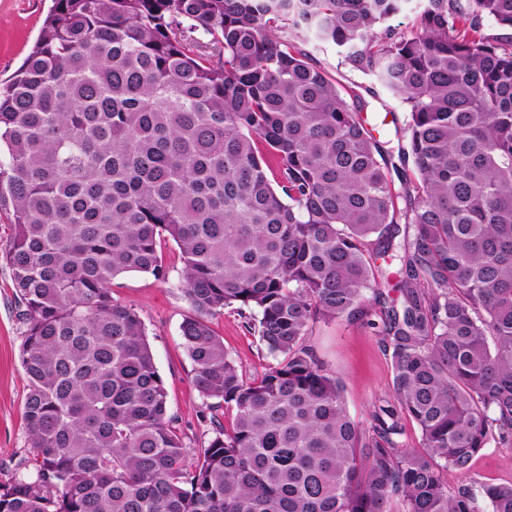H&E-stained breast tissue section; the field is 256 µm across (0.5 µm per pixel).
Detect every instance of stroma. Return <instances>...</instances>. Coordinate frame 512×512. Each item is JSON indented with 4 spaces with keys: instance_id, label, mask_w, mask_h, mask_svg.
I'll return each mask as SVG.
<instances>
[{
    "instance_id": "stroma-1",
    "label": "stroma",
    "mask_w": 512,
    "mask_h": 512,
    "mask_svg": "<svg viewBox=\"0 0 512 512\" xmlns=\"http://www.w3.org/2000/svg\"><path fill=\"white\" fill-rule=\"evenodd\" d=\"M52 0H0V77L10 76L24 61L36 42ZM297 46L310 53L314 62L334 80L339 92L351 102L364 106L363 116L372 135L398 151L406 140L400 131L406 120L403 105L386 93L371 94L370 77L342 64L334 45L301 34ZM179 267H171L167 281L145 273H129L112 283L114 299L133 306L145 325L156 367L165 383L172 413L186 436L187 460L212 432L211 413L192 383L194 365L182 345L180 325L189 306L178 288ZM18 304L11 288L10 271L0 265V482L24 474L29 441L22 408L27 377L19 359L24 327L18 319ZM228 355L247 374L262 372L272 359L257 336L249 333L232 310L213 321ZM317 357L345 386L350 415L370 424L379 405L393 398L390 355L379 336L365 319H336L318 322L307 338ZM512 483V455L497 444H490L474 460L469 475L448 471L449 488L466 478Z\"/></svg>"
}]
</instances>
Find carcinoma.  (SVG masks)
Wrapping results in <instances>:
<instances>
[{
	"label": "carcinoma",
	"mask_w": 512,
	"mask_h": 512,
	"mask_svg": "<svg viewBox=\"0 0 512 512\" xmlns=\"http://www.w3.org/2000/svg\"><path fill=\"white\" fill-rule=\"evenodd\" d=\"M402 2L53 0L0 82L32 448L0 512H512V483L445 478L512 448V38L483 32L512 29V0H426L400 30ZM303 27L404 105L401 190ZM169 244L213 400L190 465L144 323L112 297L125 273L167 281ZM386 256L394 402L366 427L305 341L368 315ZM226 308L274 357L262 373L224 350Z\"/></svg>",
	"instance_id": "carcinoma-1"
}]
</instances>
